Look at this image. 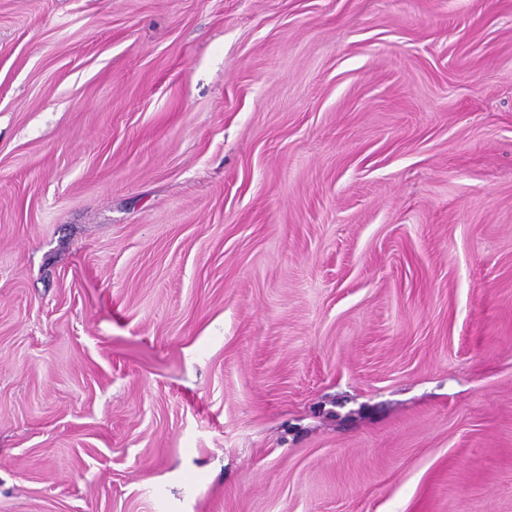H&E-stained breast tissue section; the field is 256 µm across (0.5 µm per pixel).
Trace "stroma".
<instances>
[{
    "label": "stroma",
    "instance_id": "stroma-1",
    "mask_svg": "<svg viewBox=\"0 0 512 512\" xmlns=\"http://www.w3.org/2000/svg\"><path fill=\"white\" fill-rule=\"evenodd\" d=\"M0 512H512V0H0Z\"/></svg>",
    "mask_w": 512,
    "mask_h": 512
}]
</instances>
